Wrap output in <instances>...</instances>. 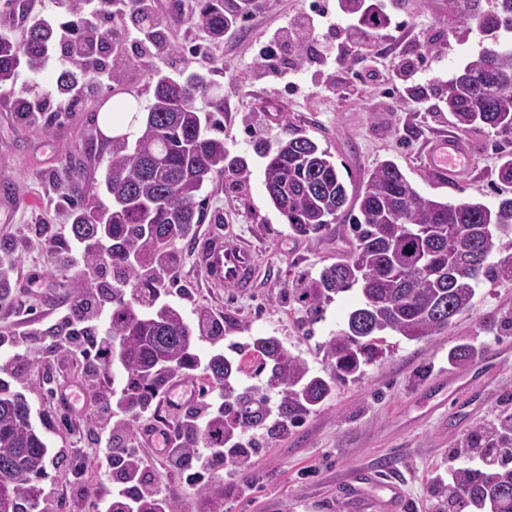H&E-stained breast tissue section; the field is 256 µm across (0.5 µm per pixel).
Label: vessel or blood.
I'll return each instance as SVG.
<instances>
[{
	"instance_id": "obj_1",
	"label": "vessel or blood",
	"mask_w": 512,
	"mask_h": 512,
	"mask_svg": "<svg viewBox=\"0 0 512 512\" xmlns=\"http://www.w3.org/2000/svg\"><path fill=\"white\" fill-rule=\"evenodd\" d=\"M471 150L458 134H441L431 139L424 154V164L439 179L454 178L467 170ZM207 246L201 253V263L208 283L215 287L230 286L245 292L254 287L259 273V261L253 248L243 242L220 236H208ZM197 381L183 374L172 383L167 405L177 408L194 401ZM381 487L382 494L372 504L374 512H396L402 501L398 482L378 484L373 471L362 469L350 480L351 497H358L371 488Z\"/></svg>"
}]
</instances>
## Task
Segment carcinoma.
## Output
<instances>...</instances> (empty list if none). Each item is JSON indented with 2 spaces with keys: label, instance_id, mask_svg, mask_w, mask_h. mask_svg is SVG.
Masks as SVG:
<instances>
[{
  "label": "carcinoma",
  "instance_id": "carcinoma-1",
  "mask_svg": "<svg viewBox=\"0 0 512 512\" xmlns=\"http://www.w3.org/2000/svg\"><path fill=\"white\" fill-rule=\"evenodd\" d=\"M86 0H69L67 13L73 40L61 45L52 23L32 22L20 38L0 34V90L15 87L21 63L34 69L51 50L68 55L76 68L62 71L56 92H68L77 76L92 83L97 72L83 63ZM346 14L375 25L366 0H342ZM448 9L482 31L512 32V0H495L481 9L479 0H448ZM129 19L138 30L159 29V20L142 0H129ZM193 24L214 39L224 37V0H201ZM136 58L113 54L105 40L98 66L112 69ZM208 98L201 114L195 98ZM439 111L448 112L461 132L486 129L512 144V44L483 48L455 75L436 84ZM224 112V93L197 74L183 80L154 79L152 101L134 143L112 137L102 188L92 187L72 203V232L85 246L82 261L112 271L94 288L112 291L107 342L99 357L113 366L112 344L122 348L118 366L124 373L116 408L121 419L112 431V447H125L137 417L160 394L166 378L183 370H202L205 384L223 397L219 411L205 425L190 415L182 424L176 454L187 465L201 448L224 453V461L248 459L257 449L244 440L257 427L276 429L294 424L315 411L333 392L336 376H353L383 357L380 333L393 332L409 341L433 336L472 306L484 282L512 279V196L495 206L461 198L441 202L420 194L398 164L384 160L350 193L333 156L303 132L259 150L266 159L264 186L272 204L299 236L322 237L335 232L338 220L351 221L350 254L321 269L318 276L291 289L293 299L310 312L332 296L357 288L361 304L347 317V329L332 337L328 352L333 373L311 372L276 336H257L235 349L240 358L196 353L201 333L180 310L155 303L165 291L166 264L172 247L200 222L206 186L221 176L248 177L246 161L230 156L224 139L210 134L211 117ZM11 241L0 240V282L14 271ZM257 358L266 373V391L242 387L238 378L245 357ZM279 396L276 419L268 393ZM498 431H480L461 453L484 449L480 464L456 468L446 485L448 512H512V417ZM48 464V448L30 424L24 396L0 379V512H35L38 480ZM112 469L128 484L125 498L112 501L109 512H182V506L159 495H141L140 463L112 459ZM209 506H224V483L201 487Z\"/></svg>",
  "mask_w": 512,
  "mask_h": 512
}]
</instances>
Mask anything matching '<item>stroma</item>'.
Listing matches in <instances>:
<instances>
[{
	"label": "stroma",
	"instance_id": "obj_1",
	"mask_svg": "<svg viewBox=\"0 0 512 512\" xmlns=\"http://www.w3.org/2000/svg\"><path fill=\"white\" fill-rule=\"evenodd\" d=\"M308 2L266 0L232 41H213L210 59L184 68L223 89L220 135L231 154L246 160L250 175L238 184L228 177L219 187H207L200 224L191 238L178 244L180 282L166 299L184 317L202 306L220 318L223 339L200 340V357L228 351L233 343H250L256 336H275L312 372L321 374L332 364L326 343L344 329L348 313L359 303L358 294L352 289L334 295L311 321L288 290L296 279L317 276L348 249L349 227L337 225L328 237L293 234L266 195L257 143L272 145L301 130L332 154L351 184H359L377 163L391 159L422 195L439 201L466 197L492 206L505 188L496 175L498 140L482 130L464 135L472 150L469 170L440 184L425 169L423 153L432 137L453 132L452 119L432 98L402 103L392 77L394 63L414 65L423 57L428 67L425 85L448 80L486 46L484 33L462 24L449 10L448 0H405L409 33L379 30L366 60L348 71L337 70L335 60L318 55L303 66L297 82L259 73L257 43L270 41ZM152 9L167 25L174 54H182L197 0H153ZM426 44L434 46V53L423 55ZM168 72L164 61L138 60L123 68L117 80L97 84L93 92L76 98L68 110L57 112L49 106L29 123L16 113V95L55 99L56 76L20 67L14 92L0 103V238L16 244L11 296L0 303V341L30 325L50 328L70 307L81 265L62 259L60 253L71 240L62 237L53 244L37 234L38 225L70 221L68 206L51 191L79 162L86 166L87 184L102 179L112 146L105 141L98 112L117 98L145 108L152 98L154 74ZM211 233L238 238L255 249L260 272L250 292L206 283L198 251ZM32 276L48 284L46 296L25 295ZM493 314H512V280L481 284L472 308L434 336L409 341L384 334L382 359L365 366L360 376L337 382L319 409L286 434L268 440L246 469L216 470V478L224 483V512H360L345 498L348 477L364 468L401 483L402 512H439L435 486L447 479L453 452L478 425L512 413V335L483 329V321ZM461 342L470 343L482 356L497 349L505 353L496 371L476 377L482 402L462 424L448 406L454 375L469 369L468 364L448 361L449 349ZM19 367L22 377L14 388L24 394L51 459L41 485L55 504L38 512H66L72 498L117 480L104 449L107 437L95 425L101 407L97 374L63 349L23 353ZM66 387L84 390L76 411L61 409L54 399L55 391ZM138 453L146 475L167 499L181 504L185 512H205L206 501L186 472L153 449L142 447Z\"/></svg>",
	"mask_w": 512,
	"mask_h": 512
}]
</instances>
